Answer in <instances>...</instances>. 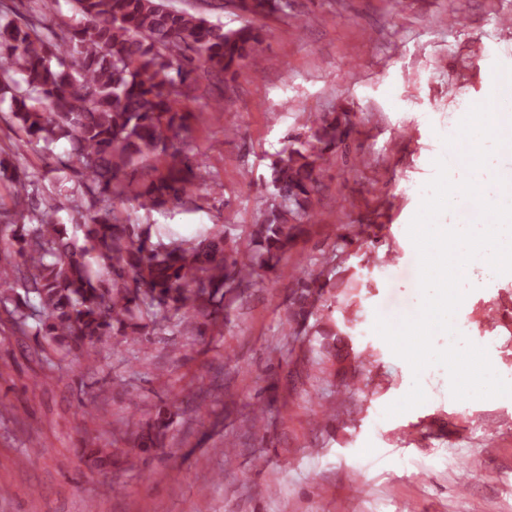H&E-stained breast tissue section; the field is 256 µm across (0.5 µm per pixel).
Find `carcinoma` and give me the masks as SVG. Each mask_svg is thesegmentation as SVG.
<instances>
[{
  "label": "carcinoma",
  "instance_id": "cac0c4a2",
  "mask_svg": "<svg viewBox=\"0 0 512 512\" xmlns=\"http://www.w3.org/2000/svg\"><path fill=\"white\" fill-rule=\"evenodd\" d=\"M82 20L54 30L34 9L0 24V98L10 95L16 145L69 144L93 198L82 239L57 220L53 198L32 206L38 173L0 161L13 210L29 222L0 224V333L35 336L46 347L81 351L111 336L129 344L168 329L200 336L224 324V295L277 273L299 225L315 215L320 153L339 146L328 115L307 118L308 139L272 165L273 192L234 239L214 224L193 238L153 237L115 207L130 200L147 212L194 203L195 189L224 185L187 141L193 113L182 103L197 73L219 82L257 65L260 31L224 29L168 0H70ZM150 158L154 164L141 167ZM23 293H18L17 289Z\"/></svg>",
  "mask_w": 512,
  "mask_h": 512
}]
</instances>
